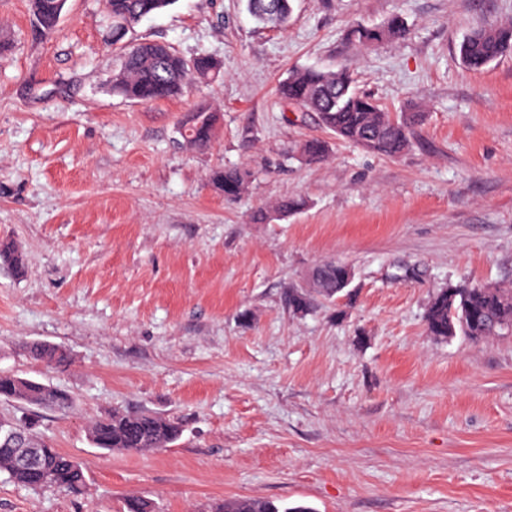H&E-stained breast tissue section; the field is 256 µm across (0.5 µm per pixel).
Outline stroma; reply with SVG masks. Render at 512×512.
Returning a JSON list of instances; mask_svg holds the SVG:
<instances>
[{"label": "stroma", "mask_w": 512, "mask_h": 512, "mask_svg": "<svg viewBox=\"0 0 512 512\" xmlns=\"http://www.w3.org/2000/svg\"><path fill=\"white\" fill-rule=\"evenodd\" d=\"M401 15L399 40L351 28ZM512 18V0H293L286 28L246 0H176L137 38L222 75L148 104L107 89L118 48L103 0H67L56 33L31 0H0V371L67 391L66 413L0 400L84 471L83 494L0 473V512H208L224 499L316 512H512V335L433 339L431 297L512 285V53L470 71L459 44ZM349 65L393 115L422 112L395 157L333 139L282 101L302 67ZM217 112L211 145L178 133ZM310 138L328 157L299 154ZM250 173L225 201L213 170ZM284 196L303 210L266 224ZM352 268L351 294L293 314L285 291L315 266ZM66 351L60 367L29 344ZM181 422L160 453L108 452L88 429L112 409ZM305 207V202L296 197H284L276 201L271 207L257 210L253 214L254 223L265 224L275 215L297 212Z\"/></svg>", "instance_id": "stroma-1"}]
</instances>
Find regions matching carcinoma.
<instances>
[{
    "mask_svg": "<svg viewBox=\"0 0 512 512\" xmlns=\"http://www.w3.org/2000/svg\"><path fill=\"white\" fill-rule=\"evenodd\" d=\"M176 0H104L107 35L112 45L121 49L113 68L109 89L125 99L150 103L175 97L193 84L206 83L221 74L220 63L200 53L187 59L169 46L154 41L133 39L139 23L158 14ZM66 0H32L36 27L45 34L58 26ZM250 15L261 24L286 27L291 18V0H247ZM406 34L402 18L394 16L384 25L358 27L352 37L368 46L394 40ZM512 53V19L492 23L473 30L459 45L463 66L472 71L487 67L498 58ZM280 97L317 115L320 124L337 139L367 150L395 157L407 149L413 126L422 121V113L406 112L395 118L371 97L359 92L348 65L335 70L304 68L295 70L279 85ZM217 114L198 107L180 122L179 133L187 146L207 147L214 136ZM329 152L322 139L305 141L300 147L304 160L316 163ZM249 172L226 167L210 174L212 187L226 200L240 197L248 183ZM305 202L284 197L274 205L257 210L253 221L269 222L276 215L297 212ZM348 266L334 262L314 268L307 286H292L286 292L288 308L295 314L310 312L320 301L332 303L351 284ZM428 335L448 340L461 334L471 340L488 339L512 331V286H468L439 290L431 299L425 314ZM34 357L63 364L65 351L47 345L34 346ZM0 397L31 407L67 411L73 400L57 394V389L9 372L0 373ZM182 436L180 424L150 412L113 409L112 413L94 420L90 426L92 443L109 452L149 453L170 447ZM37 448L44 466L30 470L16 462L13 449ZM0 472L14 483L32 489L57 487L79 494L85 487L82 467L33 432L31 423L0 420ZM209 512H314L305 504H282L261 498H239L215 504Z\"/></svg>",
    "mask_w": 512,
    "mask_h": 512,
    "instance_id": "carcinoma-1",
    "label": "carcinoma"
}]
</instances>
